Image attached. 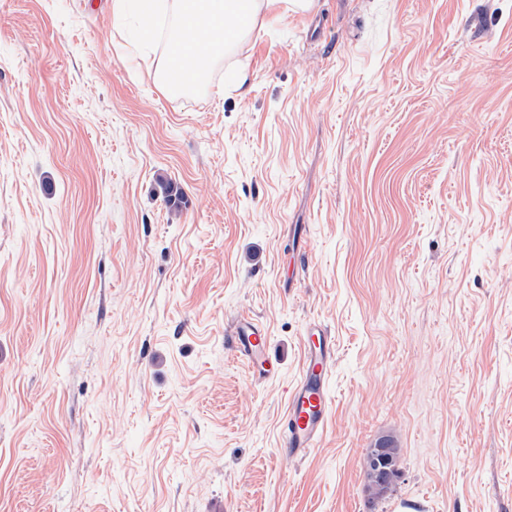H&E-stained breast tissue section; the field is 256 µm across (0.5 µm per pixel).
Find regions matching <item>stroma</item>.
<instances>
[{"instance_id":"obj_1","label":"stroma","mask_w":512,"mask_h":512,"mask_svg":"<svg viewBox=\"0 0 512 512\" xmlns=\"http://www.w3.org/2000/svg\"><path fill=\"white\" fill-rule=\"evenodd\" d=\"M142 35L0 0V512H512V0H315L179 95ZM312 321L330 415L292 459ZM230 332L234 353L244 361L251 378L258 382L272 377L276 368L269 360L264 325L252 316L241 315ZM384 453L387 457L392 458L396 471H393V475L392 472L388 473L381 470V468H377V470H375L373 467H366L365 471L369 480V491L374 498L384 497V495L392 489L394 482L399 475V449L396 446L393 448H384Z\"/></svg>"}]
</instances>
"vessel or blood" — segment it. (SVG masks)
<instances>
[{
  "instance_id": "b4317fda",
  "label": "vessel or blood",
  "mask_w": 512,
  "mask_h": 512,
  "mask_svg": "<svg viewBox=\"0 0 512 512\" xmlns=\"http://www.w3.org/2000/svg\"><path fill=\"white\" fill-rule=\"evenodd\" d=\"M232 348L254 381L274 375L268 356L267 331L249 315L239 316L231 327ZM336 356V345L327 331L312 323L306 328L300 376L289 394L283 419V446L289 456L305 457L319 442L329 415L326 384Z\"/></svg>"
}]
</instances>
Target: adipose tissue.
Returning <instances> with one entry per match:
<instances>
[{
	"label": "adipose tissue",
	"instance_id": "1",
	"mask_svg": "<svg viewBox=\"0 0 512 512\" xmlns=\"http://www.w3.org/2000/svg\"><path fill=\"white\" fill-rule=\"evenodd\" d=\"M144 23L163 14L171 18L160 82L171 93L200 85L223 59L232 41L248 37L272 16L307 11L314 0H134Z\"/></svg>",
	"mask_w": 512,
	"mask_h": 512
}]
</instances>
